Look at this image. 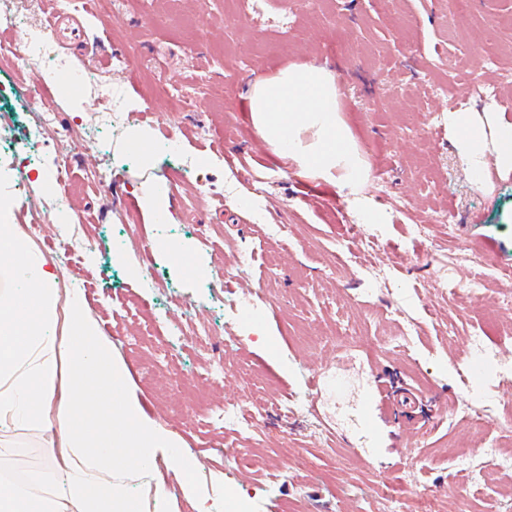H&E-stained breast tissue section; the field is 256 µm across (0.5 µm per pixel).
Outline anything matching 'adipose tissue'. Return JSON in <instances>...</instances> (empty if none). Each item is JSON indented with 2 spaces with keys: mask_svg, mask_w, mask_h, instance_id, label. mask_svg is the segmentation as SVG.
Segmentation results:
<instances>
[{
  "mask_svg": "<svg viewBox=\"0 0 512 512\" xmlns=\"http://www.w3.org/2000/svg\"><path fill=\"white\" fill-rule=\"evenodd\" d=\"M253 126L301 174L358 193L368 179L357 143L340 120L327 65L293 64L256 80L249 93ZM448 126L475 185L486 156L512 172V123L487 135L471 113L452 112ZM14 285L0 303V431H55L66 464L54 498L0 483V512H159L169 492L157 479L159 459L175 461L182 479L196 462L168 432L151 424L127 388V369L89 322L81 298L59 303L55 275L32 260L16 228L0 225V270ZM70 332L55 334L58 316Z\"/></svg>",
  "mask_w": 512,
  "mask_h": 512,
  "instance_id": "adipose-tissue-1",
  "label": "adipose tissue"
}]
</instances>
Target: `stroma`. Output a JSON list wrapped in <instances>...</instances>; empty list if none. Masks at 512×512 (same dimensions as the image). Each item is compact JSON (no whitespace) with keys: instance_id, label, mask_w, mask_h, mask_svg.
<instances>
[{"instance_id":"obj_1","label":"stroma","mask_w":512,"mask_h":512,"mask_svg":"<svg viewBox=\"0 0 512 512\" xmlns=\"http://www.w3.org/2000/svg\"><path fill=\"white\" fill-rule=\"evenodd\" d=\"M446 0H315L290 16L287 26L251 27L224 22V0H209L204 44L192 50L197 0H156L144 13L128 0L110 21L86 14V38L71 54L77 65L105 69L120 54L113 91L134 111L121 136L104 150L72 151L74 209L91 243L69 264L31 194L39 182L0 174V199L37 258L57 274L60 299L80 295L114 357L128 372L129 390L143 413L177 436L199 460L188 485L160 462L158 477L170 497L163 512H512V280H489L467 303L443 291L448 279L465 281L486 268L512 269V172L488 164L483 187L470 180L448 114L492 65L481 48L492 26L512 28V0H472L460 32L441 23ZM290 36L288 56L269 52ZM305 62L328 63L338 87L340 118L364 151L370 176L360 195L387 221L378 225L379 249L364 252L349 227L364 215L335 184L302 175L279 157L251 123L252 83ZM162 80L193 94L182 111L163 97L143 100L145 83ZM48 75L21 60L0 61V125L21 137L40 102L28 92ZM60 121H92L97 91L52 89ZM173 128L187 159L228 151L229 161L207 169L203 184L181 180L163 144ZM154 143L151 158L132 143ZM107 165L112 193L87 180L91 167ZM252 205L243 209L239 197ZM405 201L408 215L393 213ZM454 227L441 224L445 214ZM291 224L297 238L282 241L272 225ZM428 225L426 236L414 234ZM209 243L201 245L199 233ZM187 251L191 265L175 262L169 246ZM451 254L454 267L440 263ZM246 258L242 276L218 283L219 268ZM391 271L378 282L374 268ZM166 281L170 295L151 286ZM190 312L214 327L211 336H185L181 349L156 375L148 370L166 342L172 318ZM254 312L247 322L244 312ZM153 323L154 342L129 345ZM414 327L410 354L388 339ZM238 347L221 349L225 336ZM271 337L274 350L259 344ZM486 371L479 386L462 378L476 351ZM224 356V379L196 382L215 352ZM344 378L343 394L310 389L308 379ZM423 395L430 418L422 428L398 425L383 410L361 409L376 384ZM478 413L482 428L466 423ZM501 448L487 460L485 443ZM50 433H0V474L31 470L25 490L47 496L62 480Z\"/></svg>"}]
</instances>
